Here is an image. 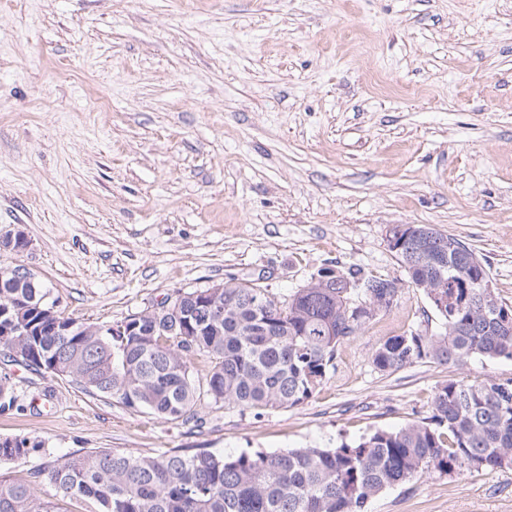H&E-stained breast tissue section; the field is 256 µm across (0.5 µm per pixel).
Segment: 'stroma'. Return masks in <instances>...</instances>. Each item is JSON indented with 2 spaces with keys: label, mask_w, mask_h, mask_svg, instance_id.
Instances as JSON below:
<instances>
[{
  "label": "stroma",
  "mask_w": 512,
  "mask_h": 512,
  "mask_svg": "<svg viewBox=\"0 0 512 512\" xmlns=\"http://www.w3.org/2000/svg\"><path fill=\"white\" fill-rule=\"evenodd\" d=\"M394 224L462 240L512 305V0H0V264L91 322L235 278L285 298L325 267L405 278ZM443 321L403 288L344 344L322 389L262 414L201 403L171 423L4 364L0 439L153 456L333 447L428 413L438 385L512 360L422 361L386 338ZM366 512H512V471L426 473Z\"/></svg>",
  "instance_id": "obj_1"
}]
</instances>
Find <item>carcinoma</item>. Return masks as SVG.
Listing matches in <instances>:
<instances>
[{"label": "carcinoma", "mask_w": 512, "mask_h": 512, "mask_svg": "<svg viewBox=\"0 0 512 512\" xmlns=\"http://www.w3.org/2000/svg\"><path fill=\"white\" fill-rule=\"evenodd\" d=\"M390 236L404 242L395 254L407 283L427 296L443 329L388 337L372 354L374 366L394 373L423 359L451 367L471 357L512 359V306L481 286L490 278L475 253L429 224H394ZM399 283L323 268L281 300L231 278L212 298L206 288L178 290L166 311L87 322L53 309L30 270L0 265V347L32 371L166 421L194 420L205 400L242 412L288 409L322 388L339 348L370 322L358 319L359 306L384 298L390 310ZM16 406L10 378L0 376V411ZM43 448L36 438H6L0 463ZM473 459L480 470L512 469V380L450 378L437 387L429 416L334 448L232 456L94 448L52 457L36 477L57 496L90 501L91 512H364L424 472L458 476ZM0 512H54V503L0 475Z\"/></svg>", "instance_id": "1"}]
</instances>
